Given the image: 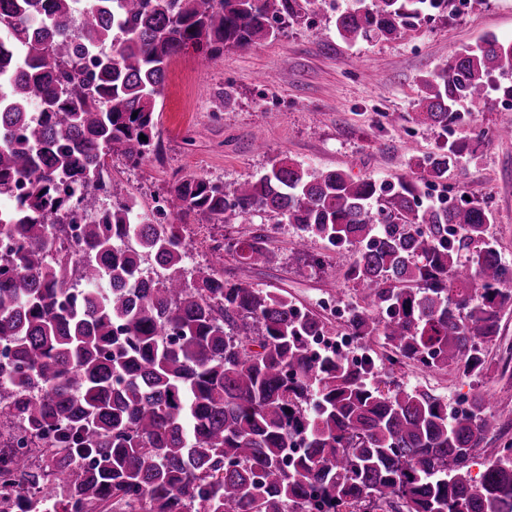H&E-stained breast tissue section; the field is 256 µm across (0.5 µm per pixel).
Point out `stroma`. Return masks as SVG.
Segmentation results:
<instances>
[{
	"label": "stroma",
	"instance_id": "35a3bbf8",
	"mask_svg": "<svg viewBox=\"0 0 512 512\" xmlns=\"http://www.w3.org/2000/svg\"><path fill=\"white\" fill-rule=\"evenodd\" d=\"M351 5L352 0H334L321 13L286 21L277 39L225 50L210 63L192 49L179 55L158 100L155 150L135 168L113 156L115 191L136 198L148 212L174 174L200 175L229 189L284 157L389 182L412 175L417 158L440 142L438 131L425 127L405 134L407 116L418 109L421 78L462 46L490 36L512 41V0H473L468 11L433 16L396 39L355 45L336 32L337 13ZM383 112L399 115V122L380 123ZM508 123L512 112L491 103L475 112L471 126H450L453 137L481 131L485 141L449 170L447 185L489 206L495 216L490 232L503 260L512 264V138L497 135ZM255 226L265 228L280 249L278 262L246 269L228 255L225 278L281 289L322 316L332 334L345 332L346 311L360 297L334 269L349 265L354 252L329 251L319 243L315 249L325 253L327 267L296 269L287 256L299 234L294 225L263 214L249 225L189 220V268L202 267L212 239L225 230L246 234ZM379 377L393 386L431 391L447 403L482 388L496 401H512L508 375L480 383L450 370L406 364L382 369Z\"/></svg>",
	"mask_w": 512,
	"mask_h": 512
}]
</instances>
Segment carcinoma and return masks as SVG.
Returning a JSON list of instances; mask_svg holds the SVG:
<instances>
[{"label": "carcinoma", "instance_id": "1", "mask_svg": "<svg viewBox=\"0 0 512 512\" xmlns=\"http://www.w3.org/2000/svg\"><path fill=\"white\" fill-rule=\"evenodd\" d=\"M327 0H0V426L17 419L19 446H0L15 508L31 512H512V444L492 448L480 480L474 452L512 422V403L465 398L457 413L424 390L376 379L307 338L327 331L288 296L224 279V253L249 267L277 261L263 229L224 236L205 267L184 266L182 221L263 212L301 235L289 259L321 267L313 245L353 248L342 276L378 314L350 309V335L381 336L392 365L454 366L474 378L512 310V267L489 233L487 206H425L480 142H441L418 176L395 183L314 170L289 158L232 190L175 176L153 221L136 202H111L106 152L132 166L150 152L173 59L212 60L275 39L274 22ZM453 0H354L336 15L349 43L392 40ZM109 42L112 50L101 52ZM92 59L88 81L64 69ZM512 42L462 47L419 84L415 125L448 132L459 106L512 96ZM23 193L11 197L12 185ZM102 221L82 227L75 263L48 260L57 214L78 191ZM166 271L151 281L147 265Z\"/></svg>", "mask_w": 512, "mask_h": 512}]
</instances>
